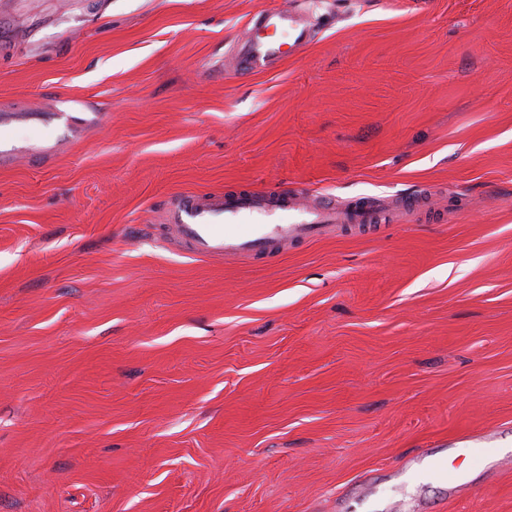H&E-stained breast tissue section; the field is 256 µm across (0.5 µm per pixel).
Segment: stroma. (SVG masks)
Here are the masks:
<instances>
[{"label":"stroma","mask_w":512,"mask_h":512,"mask_svg":"<svg viewBox=\"0 0 512 512\" xmlns=\"http://www.w3.org/2000/svg\"><path fill=\"white\" fill-rule=\"evenodd\" d=\"M303 53L235 77L267 8ZM0 512H512V0H0ZM421 197L197 258L183 192ZM77 112L64 110L40 111L30 109L29 112H3L0 114V167L13 165L19 160L45 157L53 153L57 145V137H35L30 140L14 138V125L25 122L30 126L63 130L74 138L86 125L100 120V112H80L90 114L87 117L74 115Z\"/></svg>","instance_id":"stroma-1"}]
</instances>
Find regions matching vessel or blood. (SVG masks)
Segmentation results:
<instances>
[{
  "mask_svg": "<svg viewBox=\"0 0 512 512\" xmlns=\"http://www.w3.org/2000/svg\"><path fill=\"white\" fill-rule=\"evenodd\" d=\"M312 41L306 22L292 11H262L257 23L247 24L238 39V77L266 69L273 62L305 50ZM99 113L81 117L63 110L4 112L0 114V167L53 153L57 141L50 137L15 139L16 123L52 128L74 136L99 121ZM179 239L200 258L248 254L258 256L279 245L301 244L325 236L338 224H368L372 218L360 206L341 207L323 197L310 203L305 196L279 186L224 195H179L166 212Z\"/></svg>",
  "mask_w": 512,
  "mask_h": 512,
  "instance_id": "vessel-or-blood-1",
  "label": "vessel or blood"
}]
</instances>
